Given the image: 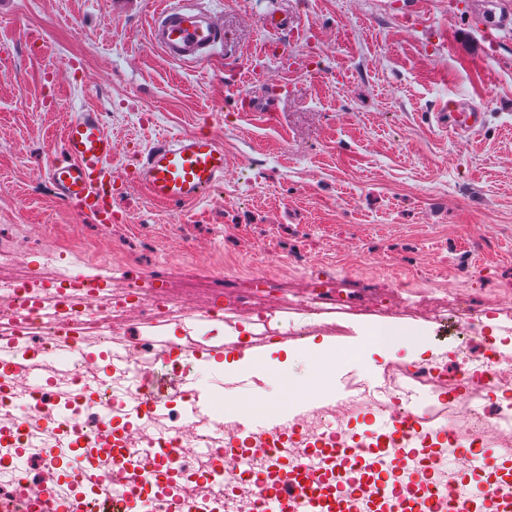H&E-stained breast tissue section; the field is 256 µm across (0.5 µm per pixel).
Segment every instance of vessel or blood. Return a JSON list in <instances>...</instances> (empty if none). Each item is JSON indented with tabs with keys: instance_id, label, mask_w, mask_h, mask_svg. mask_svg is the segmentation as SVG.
<instances>
[{
	"instance_id": "b4317fda",
	"label": "vessel or blood",
	"mask_w": 512,
	"mask_h": 512,
	"mask_svg": "<svg viewBox=\"0 0 512 512\" xmlns=\"http://www.w3.org/2000/svg\"><path fill=\"white\" fill-rule=\"evenodd\" d=\"M487 28L512 33V11L502 8L499 0H480ZM151 38L165 54L179 62L204 64L224 45V32L212 12L201 0H165L151 29ZM61 152L63 161L49 170L59 199L72 204L103 224L112 221V198L122 187L112 177L109 161L112 157V136L106 130L102 113L88 108L66 126ZM227 170L224 148L212 136H175L149 149L133 173L137 185L145 188L156 202L178 206L199 200L221 183ZM182 355L208 358L244 356L245 347L231 344L218 349L194 344L181 347ZM190 379L170 386H161L155 376L146 375L143 386L128 407L136 413H152L168 402L181 399L190 392ZM420 413L405 417H387L382 436L384 448H348L336 459L337 471L351 469L353 476H368L382 483L385 470L413 473L421 449L415 448V429ZM79 429L69 428L58 446L49 448L52 460L61 463L76 475L74 496L86 490L98 494L103 512H112L123 505L125 512H139L133 499H120L112 493V485L143 483L142 471L135 469L142 453L128 448L114 449L109 473H101L94 465L88 449L82 448ZM322 476L308 465L304 453L290 457L282 470L276 492L271 499L272 512H337L335 502L321 492ZM388 512H432L427 498L411 499L400 493L391 498Z\"/></svg>"
}]
</instances>
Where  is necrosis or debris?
<instances>
[{
    "mask_svg": "<svg viewBox=\"0 0 512 512\" xmlns=\"http://www.w3.org/2000/svg\"><path fill=\"white\" fill-rule=\"evenodd\" d=\"M129 308L138 311L143 324L158 326L169 320L175 306L159 282L121 293L97 288L84 297L61 278L48 281L30 270L0 271V351L6 355L0 361V467H10L17 449H24L28 461L37 463L40 471L50 476L54 497L69 498L70 482L63 478L58 463L44 453L69 425L63 422L50 427L42 418L45 403L62 396L69 401L71 423L82 429L86 441L93 443L110 436L118 439L120 447L150 450V458L143 462L149 486L143 494L142 512H169L172 504L189 494L194 495L200 512H261L257 477H269L301 450L311 453L317 466L328 467L327 449L346 446L353 439L344 421L354 407H364L373 415L405 409L409 400L403 381L407 378L419 384H445L449 403L464 404L446 440L448 447L468 448L482 455L484 437L492 427L502 439L512 438V380L502 375L506 356L500 343L488 338L479 354L459 349L455 371H448L434 357L396 367L376 395L360 393L313 408L288 430L273 429L258 442L249 437L227 438L229 423L200 420L189 439L202 448V456L184 464L180 472H171L159 451L169 447L180 432L174 423L176 404L137 419L124 410L155 361L154 344L147 338L136 339L128 352L115 349L112 321ZM75 335L83 340V350L68 357L63 365H56L57 351L65 349ZM33 367L41 368L44 384L30 388L32 414L21 424L15 414V378L19 371ZM478 391L494 398L496 414H487L481 405L472 403ZM419 441L426 453L418 457L417 470L425 479L416 491L435 506L447 507L448 485L439 471L437 451L428 435H421ZM227 463L238 470L239 486L225 485L223 466Z\"/></svg>",
    "mask_w": 512,
    "mask_h": 512,
    "instance_id": "obj_1",
    "label": "necrosis or debris"
}]
</instances>
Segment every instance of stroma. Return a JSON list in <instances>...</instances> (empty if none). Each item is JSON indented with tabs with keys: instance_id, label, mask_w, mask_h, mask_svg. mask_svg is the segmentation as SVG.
<instances>
[{
	"instance_id": "35a3bbf8",
	"label": "stroma",
	"mask_w": 512,
	"mask_h": 512,
	"mask_svg": "<svg viewBox=\"0 0 512 512\" xmlns=\"http://www.w3.org/2000/svg\"><path fill=\"white\" fill-rule=\"evenodd\" d=\"M164 0H0V239L17 266L55 276L111 274L113 292L159 275L178 308L149 329L136 313L122 335L161 344L254 345L255 356L194 361L252 403L275 402L280 363L297 386L345 396L349 379L376 391L408 348L424 356L479 350L443 295L492 298L494 335L512 338V36L490 45L467 0H205L226 41L204 66L176 63L151 43ZM304 20L283 36L289 64L250 61L268 39L262 17ZM98 107L110 166L127 177L158 139L214 136L223 184L170 206L130 187L111 224L59 200L47 172L67 124ZM480 113L473 134L449 113ZM470 270L455 277L457 266ZM276 285L267 309L224 298L223 321H201L207 285L257 273ZM361 289L354 311L318 313L298 299L314 280ZM404 348L349 357L366 331ZM341 352L335 372L315 345Z\"/></svg>"
}]
</instances>
